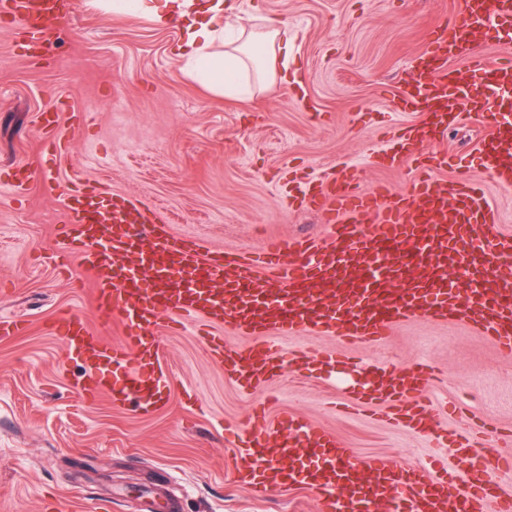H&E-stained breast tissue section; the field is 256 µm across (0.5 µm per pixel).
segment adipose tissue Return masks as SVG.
Here are the masks:
<instances>
[{"label": "adipose tissue", "instance_id": "obj_1", "mask_svg": "<svg viewBox=\"0 0 512 512\" xmlns=\"http://www.w3.org/2000/svg\"><path fill=\"white\" fill-rule=\"evenodd\" d=\"M107 11L147 18L156 25L181 18L182 37L175 52L184 62L187 76L214 94L226 98L242 95L251 79L273 85L287 81V70L277 67L288 59L294 38L285 18L269 19L265 33L254 36L240 28L238 37L226 51H213L215 42L224 38V21L239 12L238 0H200L188 9L186 0H107Z\"/></svg>", "mask_w": 512, "mask_h": 512}]
</instances>
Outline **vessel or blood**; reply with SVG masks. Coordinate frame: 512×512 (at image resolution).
Wrapping results in <instances>:
<instances>
[{
    "mask_svg": "<svg viewBox=\"0 0 512 512\" xmlns=\"http://www.w3.org/2000/svg\"><path fill=\"white\" fill-rule=\"evenodd\" d=\"M0 14L26 29L29 56L53 54L60 0H0ZM481 37H512V0H464L459 14L431 32L400 100L402 111L426 113L427 120L405 127L401 148L408 160L421 162L424 143L446 131L457 119L459 99H468L486 123L482 164L499 187L511 189L512 109L504 94L512 90V59L477 52ZM453 56L465 57V69L447 68ZM308 195L327 216L330 242L318 247L309 238L274 240L257 262L240 253H206L196 240L175 238L160 213L136 201L108 200L93 188L69 194L61 252L96 273L98 322L108 326L118 318L124 325L118 345L76 317L50 325L51 335L87 358L84 396L115 406L133 401L143 412L158 408L163 374L139 364L116 376L112 366L127 363L145 328L176 319L214 328L204 341L222 362L228 356L217 329L229 322L252 337L240 373L249 383L281 370L269 337L308 332L358 346L410 319L451 316L512 352V234L481 186L425 174L409 192L382 187L366 195L347 177L309 188ZM428 381L422 366L383 367L366 398L385 395L388 420L416 430L429 421L421 399ZM251 435L238 452L237 481L262 492L305 485L316 492L320 512H365L375 504L391 512H512V503L496 494L486 455L471 447L465 454L471 480L462 490L448 469L362 461L334 435L292 416L274 430L258 421Z\"/></svg>",
    "mask_w": 512,
    "mask_h": 512,
    "instance_id": "obj_1",
    "label": "vessel or blood"
}]
</instances>
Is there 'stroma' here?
<instances>
[{
    "instance_id": "1",
    "label": "stroma",
    "mask_w": 512,
    "mask_h": 512,
    "mask_svg": "<svg viewBox=\"0 0 512 512\" xmlns=\"http://www.w3.org/2000/svg\"><path fill=\"white\" fill-rule=\"evenodd\" d=\"M244 18L280 15L291 25V69L299 80L241 99L214 95L187 77L173 49L178 24L103 10L71 0L58 22L55 57L30 59L20 26L0 22V315L26 330L0 340V512H317L316 495L295 485L261 496L235 479L233 436L248 437L255 418L292 415L323 427L367 460L438 459L461 471L456 448L435 447L430 432L386 424L384 401L353 406L352 386L373 366L432 364L423 389L435 429L476 435L489 455L512 457L501 435L512 430V354L451 319H413L376 344L354 348L359 372L344 376L292 360L295 351L328 350L330 336H274L281 376L241 386L218 365L188 322L156 333L168 377L167 403L144 413L86 399L78 385L84 357L46 333L78 315L94 321L91 273L57 252L75 178L156 206L175 233L205 247L258 257L270 239L325 242L320 210L298 204L308 178L347 167L363 192L409 191L415 163L397 155L373 162L385 136L422 123L396 104L430 29L461 0H241ZM55 111L70 139L67 155L44 151L40 116ZM431 154L446 158L440 176L482 182L512 231V190L482 167V118L469 100ZM38 161L40 172L16 190L11 166Z\"/></svg>"
}]
</instances>
